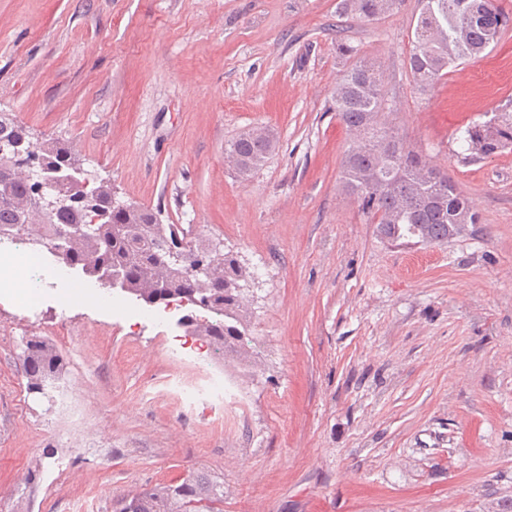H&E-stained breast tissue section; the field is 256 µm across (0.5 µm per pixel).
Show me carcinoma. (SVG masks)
Instances as JSON below:
<instances>
[{"label": "carcinoma", "mask_w": 512, "mask_h": 512, "mask_svg": "<svg viewBox=\"0 0 512 512\" xmlns=\"http://www.w3.org/2000/svg\"><path fill=\"white\" fill-rule=\"evenodd\" d=\"M405 0H340L337 18L357 17L376 21L399 12ZM421 8L413 28L408 59L413 83L418 91H430L448 69L483 54L495 45L509 22L498 0H420ZM353 63L337 79L331 95V109L352 135L341 162L342 190L354 197L376 225L380 238L390 244L433 245L450 240L458 224H479L481 217L471 201L443 170L415 151L392 124L394 110L388 104L379 70L357 56V49L343 47ZM15 142L26 141L24 161H36L40 172L54 178L62 168L79 163L72 147L55 139L27 140L21 126H13ZM463 162L489 157L512 146V114L500 108L496 121L467 127ZM276 137L269 129H254L228 144L235 158L234 170L248 176L275 150ZM36 182H26L0 170V225H18L15 233L28 242L43 230L24 223L18 203L33 196ZM103 219L85 245L94 252L100 267L120 275L116 287L148 306L181 300L209 312L212 318L201 323L193 314L180 317L177 326L190 336L205 339L228 355H242L249 347L247 311L241 304L239 283L243 269L230 253H214L208 260L210 288H195L189 265L199 263L191 252V264L172 265L169 243L180 235L173 224L164 225L166 235L156 227V215L137 204L119 206L111 187H98L93 204L75 199L69 208L47 214L49 225L86 224L88 207ZM168 272L162 286L144 295L141 285L156 273ZM22 365L33 392L46 380L60 374L63 360L57 348L46 340L26 347ZM224 484L203 475L189 474L175 484L129 493L113 503V512H223Z\"/></svg>", "instance_id": "obj_1"}]
</instances>
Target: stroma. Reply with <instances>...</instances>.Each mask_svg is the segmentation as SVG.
<instances>
[{
	"label": "stroma",
	"instance_id": "35a3bbf8",
	"mask_svg": "<svg viewBox=\"0 0 512 512\" xmlns=\"http://www.w3.org/2000/svg\"><path fill=\"white\" fill-rule=\"evenodd\" d=\"M338 0H0V116L75 145L117 201L232 252L247 273L252 362L220 417L178 418L148 383L174 369L158 329L50 291L82 413L46 420L29 335L0 299V512H112L195 472L224 512H506L512 505V147L468 164L465 128L512 99V24L418 93V0L336 31ZM357 48L381 70L410 147L482 221L441 245L382 241L340 186L351 136L330 110ZM278 145L250 176L224 149ZM102 444L108 455L87 452Z\"/></svg>",
	"mask_w": 512,
	"mask_h": 512
}]
</instances>
